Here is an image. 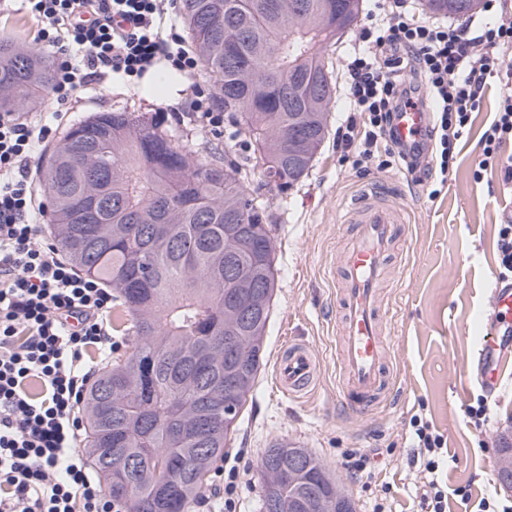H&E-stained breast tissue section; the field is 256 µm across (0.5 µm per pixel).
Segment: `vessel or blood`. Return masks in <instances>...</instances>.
Masks as SVG:
<instances>
[{
	"label": "vessel or blood",
	"instance_id": "1",
	"mask_svg": "<svg viewBox=\"0 0 512 512\" xmlns=\"http://www.w3.org/2000/svg\"><path fill=\"white\" fill-rule=\"evenodd\" d=\"M429 115L420 108H405L397 120L401 139L416 138ZM356 233L336 258V359L338 393L355 414L367 412L388 394L390 319L384 289L399 245L402 211L394 191L377 185L360 195L340 217ZM491 325L476 344L474 361L482 386L496 391L503 374L499 353L503 336L512 334V283L497 281L490 301ZM317 373L307 346L291 340L276 357L275 379L287 396L305 393Z\"/></svg>",
	"mask_w": 512,
	"mask_h": 512
}]
</instances>
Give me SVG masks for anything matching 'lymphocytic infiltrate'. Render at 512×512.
Here are the masks:
<instances>
[{
    "instance_id": "1",
    "label": "lymphocytic infiltrate",
    "mask_w": 512,
    "mask_h": 512,
    "mask_svg": "<svg viewBox=\"0 0 512 512\" xmlns=\"http://www.w3.org/2000/svg\"><path fill=\"white\" fill-rule=\"evenodd\" d=\"M40 28L38 41L60 53L52 89L63 102L107 73L141 76L166 62L186 74L192 97L182 116L202 122L213 137L224 135V113L199 79V60L185 39L162 35V0H25ZM496 0H483L493 13ZM494 15V13H493ZM85 53L81 65L67 60L69 45ZM512 47V17L494 15L477 35L442 21L415 18L407 0H378L345 60L349 111L336 130V146L354 167L448 178L459 140L480 106L488 78L502 76L495 117L481 138L473 171L483 180L499 171L512 184V72H501L499 53ZM433 101V117L420 138L394 133L397 112ZM48 127L17 112H0V512H119L91 474L80 448L81 406L94 373L90 351L111 356L119 343L107 314L112 295L79 276L54 241L36 224L28 167ZM38 384L39 395L29 391ZM412 463L427 490L422 512H448L438 481L445 440L413 416Z\"/></svg>"
}]
</instances>
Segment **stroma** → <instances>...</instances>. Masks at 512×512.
<instances>
[{
	"label": "stroma",
	"instance_id": "stroma-1",
	"mask_svg": "<svg viewBox=\"0 0 512 512\" xmlns=\"http://www.w3.org/2000/svg\"><path fill=\"white\" fill-rule=\"evenodd\" d=\"M36 32L23 0H0V39L31 46ZM355 40V34H348L325 52L336 81L332 133L308 176L284 194L261 190L272 222L278 282L265 361L229 444L230 451H246L240 463L245 476L239 512H260L258 461L278 443L307 448L351 497L356 512H372L379 502L387 512H420L421 474L410 463V419L416 414L446 440L441 480L450 490L448 512H476L479 500L494 492L506 505L512 503V493L498 490L496 460L500 433L512 428V350L503 359L504 379L493 396H486L473 365V333L496 271L497 226L512 216V187L495 176L480 183L471 176L481 136L497 110L499 83L489 79L445 184L436 186L396 168L362 171L342 161L333 133L347 106L343 58ZM156 77L153 71L128 80L108 77L62 106L52 97L25 102L23 111L53 128L38 144L37 154H45L73 123L94 112L126 110L161 120L184 108V81L158 96L150 91ZM371 181L394 185L407 243L387 288L389 395L384 405L352 418L336 400V285L331 275L336 253L353 230L339 223V211ZM291 337L310 347L318 367L315 385L297 398L284 396L274 379L277 352ZM481 397L491 418L477 427L466 412ZM350 448L370 450L363 472L352 475L341 467L339 460ZM463 489L468 492L464 498L459 495Z\"/></svg>",
	"mask_w": 512,
	"mask_h": 512
}]
</instances>
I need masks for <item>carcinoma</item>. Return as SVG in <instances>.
Segmentation results:
<instances>
[{
    "label": "carcinoma",
    "instance_id": "obj_1",
    "mask_svg": "<svg viewBox=\"0 0 512 512\" xmlns=\"http://www.w3.org/2000/svg\"><path fill=\"white\" fill-rule=\"evenodd\" d=\"M180 0L186 36L213 81L224 114L250 151L242 162L218 152L198 158L154 119L96 112L75 122L40 170L60 255L112 289L120 308L112 331L136 337L85 399L86 452L99 473L106 453L131 460L128 489L109 491L125 512H192L208 475L238 427L264 360L276 288L265 204L240 173L263 160L264 185L283 193L305 177L329 134L335 87L317 91L324 48L358 21L362 0ZM444 17L476 13L480 0H425ZM39 51L0 41V110L34 99L52 82ZM280 512H311L336 484L305 448H269L260 473Z\"/></svg>",
    "mask_w": 512,
    "mask_h": 512
}]
</instances>
